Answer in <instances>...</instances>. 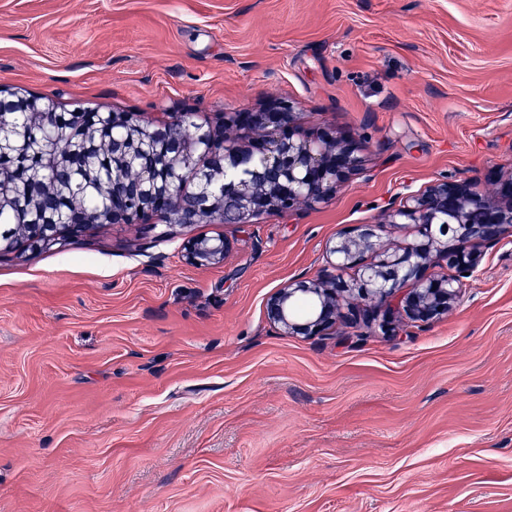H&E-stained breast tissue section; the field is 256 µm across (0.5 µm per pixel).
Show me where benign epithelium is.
<instances>
[{
    "label": "benign epithelium",
    "mask_w": 512,
    "mask_h": 512,
    "mask_svg": "<svg viewBox=\"0 0 512 512\" xmlns=\"http://www.w3.org/2000/svg\"><path fill=\"white\" fill-rule=\"evenodd\" d=\"M27 112L46 116L38 128L41 135L58 122L49 97L22 98ZM288 108L278 106L257 112L224 113V133L196 123L184 113L171 120L144 118L131 112H108L102 122L83 131L72 141L71 151L80 154L84 144L104 133L118 136L120 150L128 158L165 145L163 164L169 174L155 177L150 194L139 186L125 187L112 194V223L142 224L152 217L166 219L176 201L181 173H196V199L182 205L172 216L174 224H199L205 214H224L233 224H247L261 213H287L299 204H319L329 199L345 173L354 169L359 147L341 145L323 135L304 136L290 131L265 141L254 149L239 145L243 134H256L267 127L284 126ZM23 185L30 200L42 203L43 185L33 169L24 173L12 189L0 187V209L11 206L15 187ZM382 224H414L423 242L414 243L401 254L383 253L375 263L363 265L360 255L372 246L374 226L363 224L339 236L329 249L334 256V274H324L308 282L291 283L278 290L266 304L270 321L297 336H316L340 318L357 319L360 305L347 299L357 295L368 304L366 311L396 306L419 321H429L448 312L460 295L463 279L474 276L478 257L462 247L448 246V232L465 241L478 238L487 244L512 234V178L501 183L498 195L478 197L467 190L440 181L399 208L383 210ZM85 225L68 218L57 224H31L26 235L31 248L38 250L57 243L65 234L77 236ZM233 250L226 235L200 236L183 244L186 257L194 264H218ZM357 269L347 282L342 273ZM453 268L457 275L450 276Z\"/></svg>",
    "instance_id": "benign-epithelium-1"
}]
</instances>
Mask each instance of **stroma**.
<instances>
[{
  "label": "stroma",
  "instance_id": "1",
  "mask_svg": "<svg viewBox=\"0 0 512 512\" xmlns=\"http://www.w3.org/2000/svg\"><path fill=\"white\" fill-rule=\"evenodd\" d=\"M0 90L214 128L288 104L367 145L285 215L0 254V512H512V236L390 335L265 309L356 225L366 264L419 241L383 208L512 176V0H0ZM222 234L223 263L186 260ZM232 250L233 241L225 234L218 237H195L183 244L186 257L192 263L201 266L224 262Z\"/></svg>",
  "mask_w": 512,
  "mask_h": 512
}]
</instances>
